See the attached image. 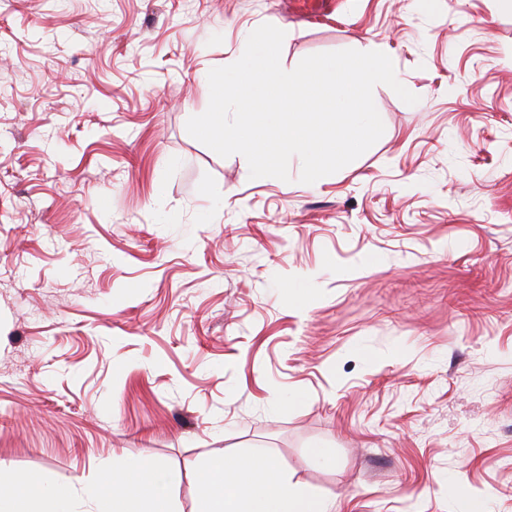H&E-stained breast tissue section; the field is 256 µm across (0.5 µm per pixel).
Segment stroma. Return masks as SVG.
<instances>
[{"mask_svg":"<svg viewBox=\"0 0 512 512\" xmlns=\"http://www.w3.org/2000/svg\"><path fill=\"white\" fill-rule=\"evenodd\" d=\"M418 96L318 183L192 138L250 33ZM324 449L330 466L309 462ZM272 459L329 512H512V7L0 0V491Z\"/></svg>","mask_w":512,"mask_h":512,"instance_id":"stroma-1","label":"stroma"}]
</instances>
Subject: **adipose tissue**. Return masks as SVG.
Masks as SVG:
<instances>
[{
    "label": "adipose tissue",
    "mask_w": 512,
    "mask_h": 512,
    "mask_svg": "<svg viewBox=\"0 0 512 512\" xmlns=\"http://www.w3.org/2000/svg\"><path fill=\"white\" fill-rule=\"evenodd\" d=\"M177 481L173 472L146 464L131 469L113 460L103 484L72 488L43 485L38 501L0 495V512H164L162 504ZM195 512H328L323 497L297 487L270 460L222 456L206 472Z\"/></svg>",
    "instance_id": "ef3b65f1"
}]
</instances>
